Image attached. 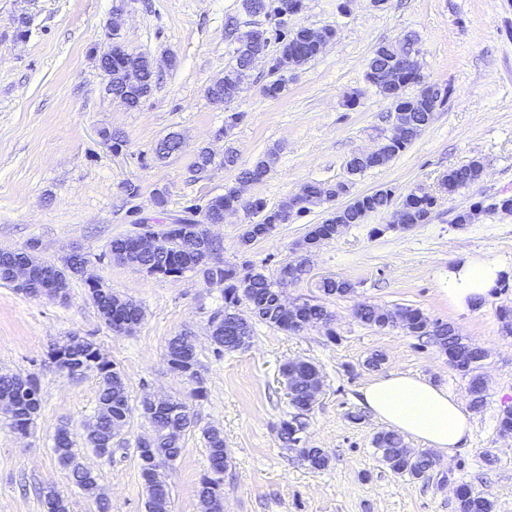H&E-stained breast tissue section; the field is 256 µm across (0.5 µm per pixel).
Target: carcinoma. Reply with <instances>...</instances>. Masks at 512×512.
Listing matches in <instances>:
<instances>
[{
    "mask_svg": "<svg viewBox=\"0 0 512 512\" xmlns=\"http://www.w3.org/2000/svg\"><path fill=\"white\" fill-rule=\"evenodd\" d=\"M243 8L252 14H262L269 25L236 36L232 64L224 71V76L207 88V98L216 106L230 104L238 95L241 85L248 77L249 56L253 52H265L270 44L279 45L277 60L288 58V47H293L304 64L318 55L317 47L308 41L306 28L299 27L288 31L270 21L281 10L299 12L302 0H242ZM388 45L377 46L367 61V70L378 76L381 85H386L395 75V65L386 53ZM147 57L132 53L126 58L112 59V84L106 90L129 109L138 108L153 88L154 72L147 69ZM137 67L142 72L141 82L128 86L122 79L126 65ZM271 80L265 85L264 93L277 98L287 90V79L283 74L269 72ZM438 93L430 87H424L417 94L416 107L411 110L413 121H420L423 112L431 107ZM181 138L176 133L165 136L156 147V155L166 158L179 151ZM215 156L207 148L199 151L191 172L196 175L208 172L214 164ZM276 162V153L268 152L249 168L240 172L239 179L258 181L265 177ZM481 159L470 160L467 164L448 173L450 188L457 190L475 182L483 170ZM305 205L293 214H288V203L276 208H267L261 200L250 203L248 213L261 215L263 224H287L304 216L311 207L336 200V184L331 182H312L301 188ZM405 210V215L415 224H424L429 217L434 201L429 198H415L405 195L397 200L393 189L379 188L370 194L356 199L346 212V223L361 224L372 212L389 208L393 203ZM240 205L236 188L227 187L224 193L207 199L204 203L190 202L183 208L184 217L179 223L185 226L183 236H168L164 245L149 253L135 251V236L128 235L111 241L109 254L114 260L140 270L171 268L183 273L193 272L204 278L218 276L227 282L224 288L223 322L216 327L213 340L214 353L221 357L226 352L245 348L251 342L252 325L246 317L237 311L241 301H246L251 313L259 320L268 323L283 332L297 334L313 324L330 317L323 304L315 303L304 309L294 321H288V314L280 309L279 288L277 283L268 279L263 271L245 262L241 268L224 265V261H215L221 246L206 239L196 222L200 213L208 224H217L224 220V213ZM336 212L329 213L323 223L315 224L309 230L305 241L331 240L336 238ZM36 245L31 244L25 250H7L0 258V281L12 284V269L16 262L24 261L35 255ZM100 316L114 333L130 321L141 322L144 313L140 305L131 300L122 299L110 289L98 293L93 299ZM393 309L374 304L358 306L355 318L366 326L377 330L390 328ZM403 316V328L408 333L420 337L424 327L431 320L419 309L400 307ZM440 332L433 340L440 348L455 359L454 368L470 377V406L479 410L484 406L486 382L479 373L483 360L482 349L464 341L457 335L449 323L439 324ZM55 349L65 354L66 361L74 366L86 365L93 368L99 380L97 412L81 434L71 432L68 425L60 426L54 436V452L59 464L68 471V475L77 487L95 501L97 512H112L109 500L100 496L97 475L81 468V456L77 445L91 448L97 454L112 456L114 453L112 433L128 425L134 415L143 417L149 424V431L136 441V453L139 460L141 478L146 490L145 507L147 512H170L171 491L169 484L160 475L158 467L162 460H176L182 452L181 439L197 428V420L188 403L158 405L152 402V395L145 394L137 402H132L124 374L116 369L112 362L101 352L98 344L88 336L79 337L69 334L61 339ZM166 356L173 370L185 379L199 381L198 362L195 345L186 341V334L173 336L167 344ZM319 377L313 369H308L294 382L289 404L293 412L280 423L279 435L284 443L291 444L293 434L305 428L304 416L313 409L309 405L318 386ZM0 395H12L17 398V408L7 423L17 432H28L41 409V387L37 374L0 373ZM200 434L208 452L209 470L199 482L198 499L204 512H221L222 475L227 468L228 452L224 448V433L216 427H205ZM375 452L379 461L392 472L410 479H425L433 470L434 455L429 451L418 453L406 448L402 436L395 431H381L373 438ZM300 456L315 470L328 467L329 457L320 448L305 446L299 448ZM43 512H69L67 500L53 485H46L40 492ZM494 501L482 491L464 485L457 494V512H494Z\"/></svg>",
    "mask_w": 512,
    "mask_h": 512,
    "instance_id": "carcinoma-1",
    "label": "carcinoma"
}]
</instances>
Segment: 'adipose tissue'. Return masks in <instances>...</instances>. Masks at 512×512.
Wrapping results in <instances>:
<instances>
[{
    "label": "adipose tissue",
    "instance_id": "adipose-tissue-1",
    "mask_svg": "<svg viewBox=\"0 0 512 512\" xmlns=\"http://www.w3.org/2000/svg\"><path fill=\"white\" fill-rule=\"evenodd\" d=\"M498 274L493 260L480 257L449 268V303L458 309L479 305ZM360 394L362 407L374 418L442 453L459 451L470 433L469 416L460 400L422 377L392 372L373 379Z\"/></svg>",
    "mask_w": 512,
    "mask_h": 512
}]
</instances>
